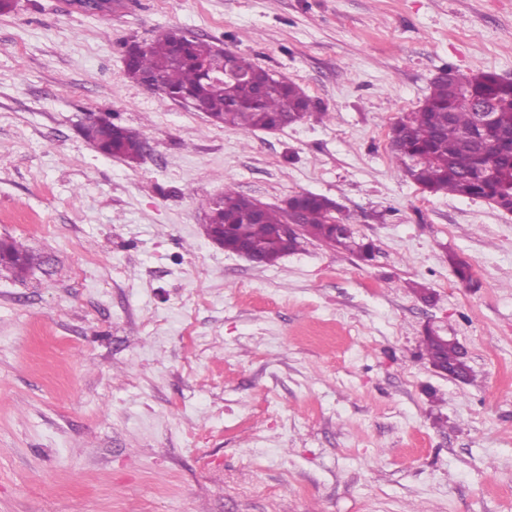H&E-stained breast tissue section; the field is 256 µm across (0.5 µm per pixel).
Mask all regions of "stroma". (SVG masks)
<instances>
[{
	"instance_id": "1",
	"label": "stroma",
	"mask_w": 512,
	"mask_h": 512,
	"mask_svg": "<svg viewBox=\"0 0 512 512\" xmlns=\"http://www.w3.org/2000/svg\"><path fill=\"white\" fill-rule=\"evenodd\" d=\"M172 28L295 82L310 117L245 133L160 101L123 54ZM447 69L512 80V0L0 13V240L40 258L0 269V512H512V213L390 153ZM106 113L147 135L139 163L81 137ZM228 186L327 196L375 257L224 251L199 203ZM430 329L470 381L432 368Z\"/></svg>"
}]
</instances>
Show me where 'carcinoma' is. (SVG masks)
<instances>
[{
    "label": "carcinoma",
    "mask_w": 512,
    "mask_h": 512,
    "mask_svg": "<svg viewBox=\"0 0 512 512\" xmlns=\"http://www.w3.org/2000/svg\"><path fill=\"white\" fill-rule=\"evenodd\" d=\"M218 45L181 29H170L141 46L131 66L129 78L146 85L160 101L189 100L194 109L209 114L215 125L244 132L282 128L302 121L314 108L295 83L258 66L251 58L231 52L235 70L246 81H213L205 64L217 53ZM495 104L497 120L477 123L475 102ZM397 135L390 136L391 153L405 175L423 190L483 199L491 204L510 196L512 188V81L493 72L468 78L456 90L439 73L422 105L396 122ZM83 138L98 152L131 161L140 153L144 134L116 124L108 114L81 129ZM208 224L225 225L228 242L242 238L260 258L269 259L277 250L273 228L287 220L289 211L300 214L299 248L310 236L370 261L376 248L359 242L348 219L334 214L340 206L318 194H297L288 198V207H274L229 187L224 193L200 202ZM346 225L344 231L334 228ZM5 267L16 275L27 274L39 264V257L16 240L0 241ZM428 359L453 371L464 366L460 347L432 334L423 338Z\"/></svg>",
    "instance_id": "carcinoma-1"
}]
</instances>
